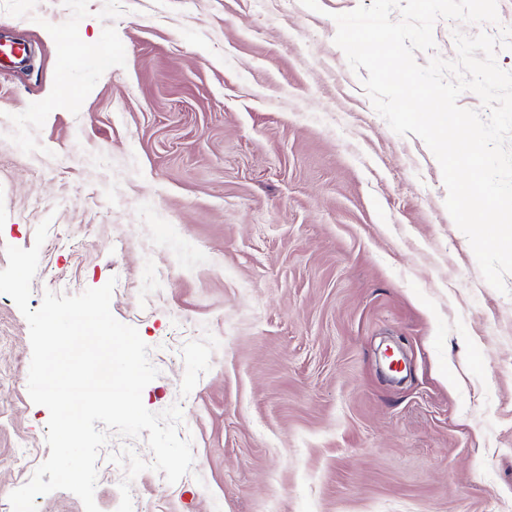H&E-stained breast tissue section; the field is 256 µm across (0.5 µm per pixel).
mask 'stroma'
<instances>
[{"instance_id": "35a3bbf8", "label": "stroma", "mask_w": 512, "mask_h": 512, "mask_svg": "<svg viewBox=\"0 0 512 512\" xmlns=\"http://www.w3.org/2000/svg\"><path fill=\"white\" fill-rule=\"evenodd\" d=\"M372 0H0V269L49 221L29 306L114 282L193 470L134 512H507L512 274L483 278L440 165L335 44ZM0 295V505L50 454ZM99 456L95 502L125 471Z\"/></svg>"}]
</instances>
